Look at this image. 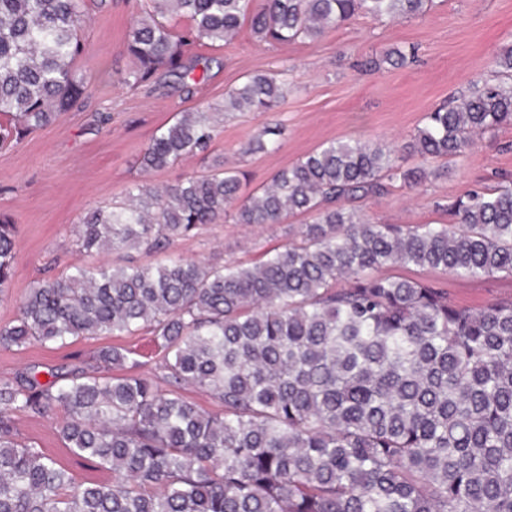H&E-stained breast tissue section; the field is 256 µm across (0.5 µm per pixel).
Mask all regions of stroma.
<instances>
[{"label":"stroma","instance_id":"obj_1","mask_svg":"<svg viewBox=\"0 0 512 512\" xmlns=\"http://www.w3.org/2000/svg\"><path fill=\"white\" fill-rule=\"evenodd\" d=\"M86 7L92 22L76 68L90 81L89 96L53 124L0 149V214L10 215L17 230L12 279L0 294V326L16 320L18 303L34 281L97 262V254L77 246L80 221L89 210L123 201L133 184L148 178L169 186L221 163L244 171L253 190L332 139L405 142L427 112L468 93L475 82L495 79L498 55L512 46V0H434L424 16L387 25L359 16L316 42L258 44L245 26L232 42L187 50L185 88L164 73L132 88L124 78L132 66L125 41L136 13L133 0H86ZM395 48L414 52V61L365 68L366 60ZM279 73L290 87L275 111L227 114L206 151L144 174L141 151L160 127L202 102L221 107L225 92L251 75ZM276 124L285 130L280 148L248 152L254 133ZM506 176L512 177V125L484 134L465 161L417 187L393 183L387 194L367 200L363 211L378 224H448L452 218L443 204L473 189L494 188ZM308 221L305 215L264 226L220 220L177 240L173 249L189 260L251 265L286 245ZM396 274L447 289L456 303L476 309L512 297V278L502 275L470 279L414 266ZM112 345L147 356L144 371L156 374L153 337L142 330L64 347L0 346V380L33 371L44 383L75 367L93 370L99 350ZM62 417L59 411L18 416L19 441L43 448L76 482L111 481L110 472L66 448L57 431Z\"/></svg>","mask_w":512,"mask_h":512}]
</instances>
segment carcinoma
<instances>
[{
	"label": "carcinoma",
	"mask_w": 512,
	"mask_h": 512,
	"mask_svg": "<svg viewBox=\"0 0 512 512\" xmlns=\"http://www.w3.org/2000/svg\"><path fill=\"white\" fill-rule=\"evenodd\" d=\"M431 0H143L129 29L130 86L163 70L183 81L190 44L227 42L244 22L259 43L319 39L356 16L392 23ZM189 19L177 32L168 20ZM85 0H0V146L55 122L89 89ZM502 79L475 84L424 117L400 146L322 143L269 184L241 196L246 175L218 166L88 211L78 233L96 267L43 278L19 303L0 346L64 344L146 328L171 390L139 372L136 352L100 351L101 375L42 383L0 380V512H512V300L481 309L448 291L387 274L427 267L459 277H512V179L471 191L452 224L402 227L364 218L356 203L414 186L439 160L460 162L474 137L512 124V47ZM287 86L254 75L224 94L226 112H269ZM217 113L199 106L157 130L144 173L207 149ZM260 129L252 152L275 149ZM420 160L406 168L401 154ZM307 214L297 239L255 265L180 257L139 265L202 224H279ZM16 259V230L0 215V292ZM206 390L208 413L179 390ZM61 410L58 432L112 482L76 484L43 449L17 440L15 416Z\"/></svg>",
	"instance_id": "1"
}]
</instances>
